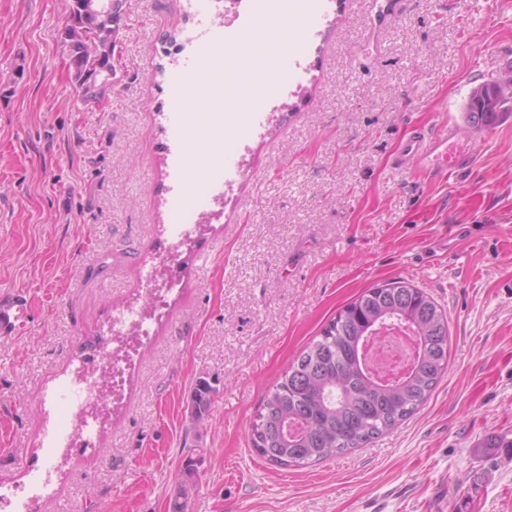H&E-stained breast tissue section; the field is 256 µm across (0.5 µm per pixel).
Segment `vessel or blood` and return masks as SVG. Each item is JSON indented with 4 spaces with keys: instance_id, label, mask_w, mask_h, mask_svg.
<instances>
[{
    "instance_id": "1",
    "label": "vessel or blood",
    "mask_w": 512,
    "mask_h": 512,
    "mask_svg": "<svg viewBox=\"0 0 512 512\" xmlns=\"http://www.w3.org/2000/svg\"><path fill=\"white\" fill-rule=\"evenodd\" d=\"M475 150V142H460L453 130L440 136L419 132L404 139L393 165L400 171L414 168L427 175H445L457 170Z\"/></svg>"
}]
</instances>
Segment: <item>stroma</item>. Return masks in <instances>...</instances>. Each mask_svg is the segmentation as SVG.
Segmentation results:
<instances>
[{
	"label": "stroma",
	"mask_w": 512,
	"mask_h": 512,
	"mask_svg": "<svg viewBox=\"0 0 512 512\" xmlns=\"http://www.w3.org/2000/svg\"><path fill=\"white\" fill-rule=\"evenodd\" d=\"M200 0H125L105 102L81 103L57 33L70 0H0V484L45 463L44 432L83 425L55 389L115 350V309L165 304L120 363L91 444L60 449L32 512H512V110L472 127L473 89L512 79V0H332L301 15L262 107L186 86ZM209 101L236 128L234 178L193 176ZM455 126V173L395 170L403 137ZM192 229L176 242L174 215ZM401 279L448 318V371L414 415L304 468L248 438L289 362L365 288ZM214 387L190 420L199 379ZM198 482L183 493V446Z\"/></svg>",
	"instance_id": "1"
}]
</instances>
